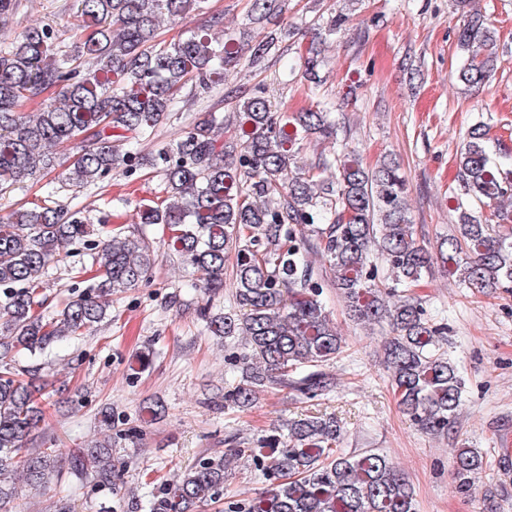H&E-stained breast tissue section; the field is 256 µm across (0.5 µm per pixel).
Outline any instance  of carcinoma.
<instances>
[{
  "instance_id": "carcinoma-1",
  "label": "carcinoma",
  "mask_w": 512,
  "mask_h": 512,
  "mask_svg": "<svg viewBox=\"0 0 512 512\" xmlns=\"http://www.w3.org/2000/svg\"><path fill=\"white\" fill-rule=\"evenodd\" d=\"M207 3L78 0L73 51L54 47L47 25L0 43V195L54 168L58 145L75 149L62 174L67 187L99 185L119 168L160 170L164 199L139 206L132 222L169 226L165 253L193 269L192 286L206 296L199 315L209 332L239 336L248 346L229 354L242 382L224 393L225 405L247 408L270 386L308 400L332 391L323 366L339 354L342 336L323 295L334 288L350 317L387 325L385 363L403 412L427 434L448 433L464 383L440 347L447 324L432 321L412 289L434 266L470 288L512 289V235L493 224L512 199V165L491 156L488 124L475 121L457 152L468 202H457L456 233L433 255L416 237L407 179L394 160L367 168L350 150L296 165L304 141L336 136L331 98L306 112H280L259 86L232 119L217 110L197 112L171 147L142 156L137 145L180 111L178 91L190 83L219 88L228 71L280 51L281 40L265 24L282 14L285 0H253L251 27L225 30L221 39L208 28L175 41L160 38L161 18H182ZM457 43L465 55L457 81L478 88L494 65L497 30L472 11ZM324 52L317 37L306 48L303 78L314 92ZM45 93L38 112L22 111ZM227 122L234 136L224 141ZM77 245L91 263L80 262L64 307L46 315L44 278ZM312 254L324 270L315 271ZM231 255L236 310L213 315L211 296L224 289ZM156 262L149 242L104 219L90 224L80 208L40 206L0 216V512L21 488L45 489L63 478L57 449L27 448L43 430L44 402L59 389L39 381L37 368L17 367L15 356L37 357L82 338L106 318L103 298L149 283ZM285 428L287 434L263 440L259 453L235 447L201 458L151 495L148 512H194L200 503L222 501L226 470L244 457L267 488L248 501L226 502L225 512H415L409 484L386 455L350 456L339 448L336 417L299 416ZM482 466L477 449H453L460 493L476 490ZM124 467L110 440L70 454V474L110 492L118 491L114 478Z\"/></svg>"
}]
</instances>
